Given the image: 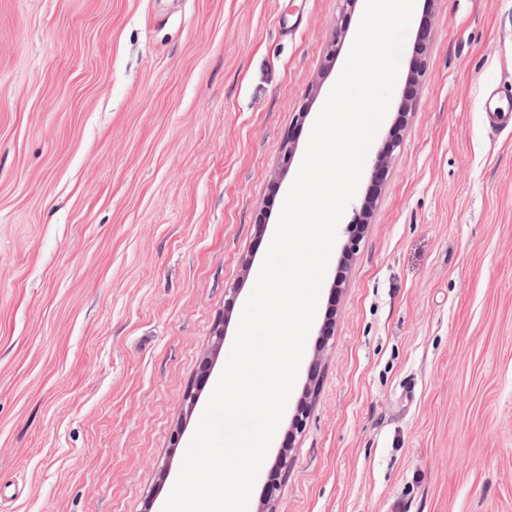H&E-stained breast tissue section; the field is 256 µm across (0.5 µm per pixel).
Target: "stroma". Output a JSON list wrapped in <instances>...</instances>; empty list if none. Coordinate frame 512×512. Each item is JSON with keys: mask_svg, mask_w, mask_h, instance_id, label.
<instances>
[{"mask_svg": "<svg viewBox=\"0 0 512 512\" xmlns=\"http://www.w3.org/2000/svg\"><path fill=\"white\" fill-rule=\"evenodd\" d=\"M363 9L0 0V512H162ZM422 25L256 510L273 477L277 512H512V124L482 110L512 0H417Z\"/></svg>", "mask_w": 512, "mask_h": 512, "instance_id": "stroma-1", "label": "stroma"}]
</instances>
